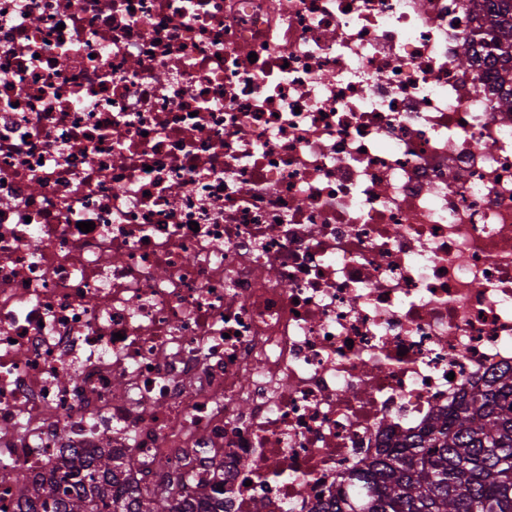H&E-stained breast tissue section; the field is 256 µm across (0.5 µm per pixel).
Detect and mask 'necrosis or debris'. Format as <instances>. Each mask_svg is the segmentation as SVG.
<instances>
[{"mask_svg": "<svg viewBox=\"0 0 512 512\" xmlns=\"http://www.w3.org/2000/svg\"><path fill=\"white\" fill-rule=\"evenodd\" d=\"M481 2L0 0V512L70 448L326 512L512 368Z\"/></svg>", "mask_w": 512, "mask_h": 512, "instance_id": "1", "label": "necrosis or debris"}]
</instances>
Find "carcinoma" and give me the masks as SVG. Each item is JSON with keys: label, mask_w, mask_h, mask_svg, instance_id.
<instances>
[{"label": "carcinoma", "mask_w": 512, "mask_h": 512, "mask_svg": "<svg viewBox=\"0 0 512 512\" xmlns=\"http://www.w3.org/2000/svg\"><path fill=\"white\" fill-rule=\"evenodd\" d=\"M487 23L492 56L512 81V0H497ZM124 453L100 448L63 459V477L16 478L19 512H224V499L205 484L188 494L185 476L167 487L112 492L124 474ZM358 493L336 498L329 512H512V370L465 389L448 411L432 412L417 435L378 450L351 476Z\"/></svg>", "instance_id": "1"}]
</instances>
